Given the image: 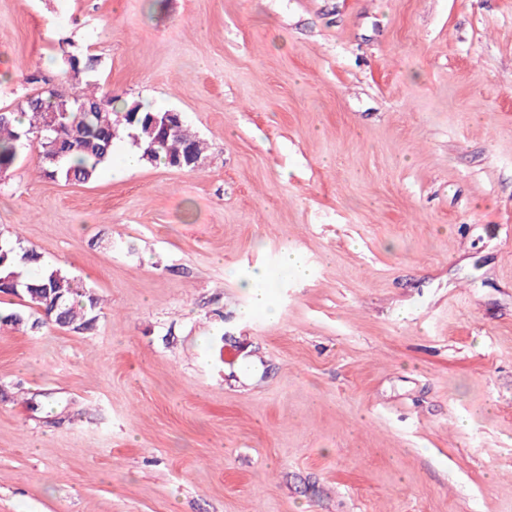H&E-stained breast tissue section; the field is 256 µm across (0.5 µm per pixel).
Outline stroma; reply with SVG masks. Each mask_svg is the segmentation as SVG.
Instances as JSON below:
<instances>
[{
    "instance_id": "1",
    "label": "stroma",
    "mask_w": 512,
    "mask_h": 512,
    "mask_svg": "<svg viewBox=\"0 0 512 512\" xmlns=\"http://www.w3.org/2000/svg\"><path fill=\"white\" fill-rule=\"evenodd\" d=\"M65 45L206 150L0 178L100 299L0 323V512H512V0H0V109Z\"/></svg>"
}]
</instances>
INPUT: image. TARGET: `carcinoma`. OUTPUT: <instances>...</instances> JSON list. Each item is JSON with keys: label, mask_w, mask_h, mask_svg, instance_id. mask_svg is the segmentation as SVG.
Segmentation results:
<instances>
[{"label": "carcinoma", "mask_w": 512, "mask_h": 512, "mask_svg": "<svg viewBox=\"0 0 512 512\" xmlns=\"http://www.w3.org/2000/svg\"><path fill=\"white\" fill-rule=\"evenodd\" d=\"M63 64L69 77L78 78L95 71L98 59L65 51ZM82 103L92 105L94 111H79ZM163 115L162 111L143 109L136 101L119 107L112 93L102 92L92 83L71 97L43 87L27 96L17 111L0 112V167L12 168L19 147L31 140L41 148L43 176L78 184L97 177L112 157L114 140L123 135L142 152L153 146V161L166 165L189 148L197 154L204 152V143L198 138L190 143L177 133L158 138L149 118ZM37 262L39 256L33 250L0 239V293L24 301L23 308L0 315V322L22 330L38 329L49 321L74 333L91 329L99 298L60 268H49L39 278L25 277V267ZM30 310L43 313V319H29Z\"/></svg>", "instance_id": "carcinoma-1"}]
</instances>
